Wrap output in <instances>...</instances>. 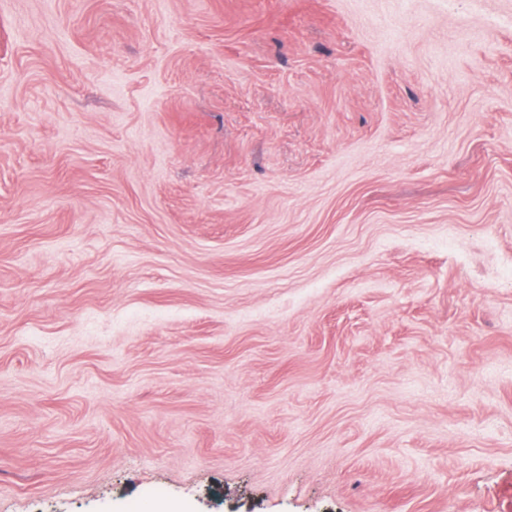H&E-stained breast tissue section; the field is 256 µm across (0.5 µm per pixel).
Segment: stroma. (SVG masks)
<instances>
[{
    "label": "stroma",
    "instance_id": "obj_1",
    "mask_svg": "<svg viewBox=\"0 0 512 512\" xmlns=\"http://www.w3.org/2000/svg\"><path fill=\"white\" fill-rule=\"evenodd\" d=\"M512 512V0H0V512Z\"/></svg>",
    "mask_w": 512,
    "mask_h": 512
}]
</instances>
